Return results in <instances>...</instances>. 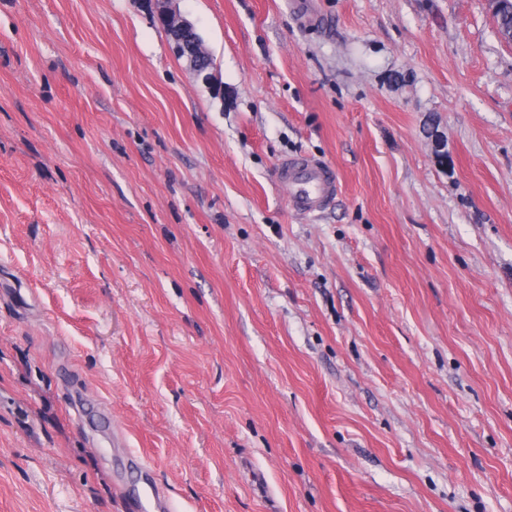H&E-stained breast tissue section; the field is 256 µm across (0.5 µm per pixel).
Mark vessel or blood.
Here are the masks:
<instances>
[{
  "mask_svg": "<svg viewBox=\"0 0 512 512\" xmlns=\"http://www.w3.org/2000/svg\"><path fill=\"white\" fill-rule=\"evenodd\" d=\"M277 176L288 191L291 208L304 214L321 211L339 189L335 170L312 157L300 156L283 163Z\"/></svg>",
  "mask_w": 512,
  "mask_h": 512,
  "instance_id": "1",
  "label": "vessel or blood"
}]
</instances>
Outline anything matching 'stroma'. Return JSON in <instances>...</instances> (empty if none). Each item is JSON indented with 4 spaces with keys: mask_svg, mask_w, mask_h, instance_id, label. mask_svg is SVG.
<instances>
[{
    "mask_svg": "<svg viewBox=\"0 0 512 512\" xmlns=\"http://www.w3.org/2000/svg\"><path fill=\"white\" fill-rule=\"evenodd\" d=\"M172 6L212 83L140 0H0V512H128L132 455L174 512H512L488 0ZM277 176L288 191L291 208L300 213L320 212L338 194L335 170L319 159H291L278 168Z\"/></svg>",
    "mask_w": 512,
    "mask_h": 512,
    "instance_id": "obj_1",
    "label": "stroma"
}]
</instances>
